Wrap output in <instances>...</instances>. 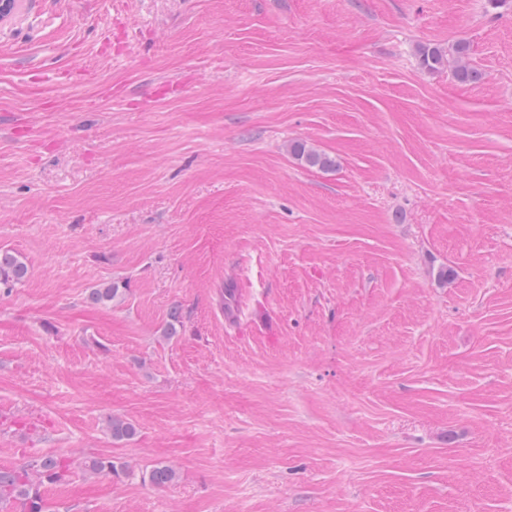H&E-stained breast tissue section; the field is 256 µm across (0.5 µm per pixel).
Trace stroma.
<instances>
[{
    "mask_svg": "<svg viewBox=\"0 0 512 512\" xmlns=\"http://www.w3.org/2000/svg\"><path fill=\"white\" fill-rule=\"evenodd\" d=\"M458 40L477 82L420 63ZM0 248V469L67 459L52 512H512V0H25ZM291 152L301 161L311 167L322 170H329L336 167V160L325 153L307 148L304 143H296L292 146ZM29 275L28 266L10 250L0 249V290L4 293L24 282Z\"/></svg>",
    "mask_w": 512,
    "mask_h": 512,
    "instance_id": "obj_1",
    "label": "stroma"
}]
</instances>
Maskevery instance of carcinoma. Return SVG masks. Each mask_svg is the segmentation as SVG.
<instances>
[{
    "label": "carcinoma",
    "mask_w": 512,
    "mask_h": 512,
    "mask_svg": "<svg viewBox=\"0 0 512 512\" xmlns=\"http://www.w3.org/2000/svg\"><path fill=\"white\" fill-rule=\"evenodd\" d=\"M448 54L455 62V78L460 83L477 80L480 72L469 63L470 47L465 41H457L448 48ZM420 60L424 68L434 71L445 62V54L435 47L420 48ZM291 152L311 167L329 170L336 167V160L325 153L308 148L303 143L292 146ZM29 275L28 266L10 250L0 249V289L11 290L24 282ZM119 297V288L108 282L90 290L88 300L94 305H108ZM108 430L114 440H125L136 434L135 425L119 417L108 421ZM90 474L118 477L126 467L109 458H91L84 463ZM68 467L56 456H44L22 471L0 469V498H12L24 506V512H47V505L41 493L45 484L62 486L66 483ZM145 478L156 486H165L176 479V472L169 466L158 463L146 472Z\"/></svg>",
    "instance_id": "1"
}]
</instances>
